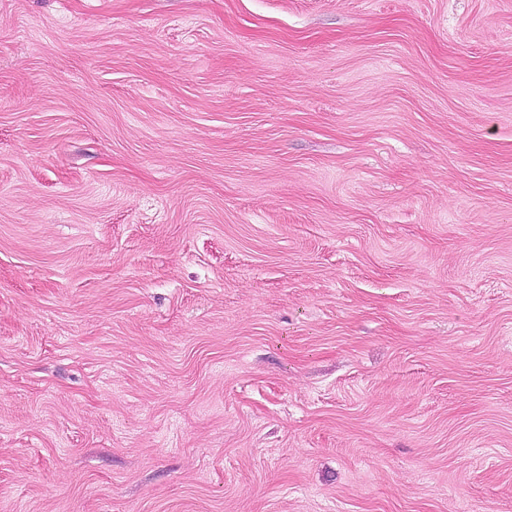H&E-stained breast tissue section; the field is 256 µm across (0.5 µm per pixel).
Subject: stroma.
Wrapping results in <instances>:
<instances>
[{"label":"stroma","mask_w":512,"mask_h":512,"mask_svg":"<svg viewBox=\"0 0 512 512\" xmlns=\"http://www.w3.org/2000/svg\"><path fill=\"white\" fill-rule=\"evenodd\" d=\"M0 512H512V0H0Z\"/></svg>","instance_id":"1"}]
</instances>
